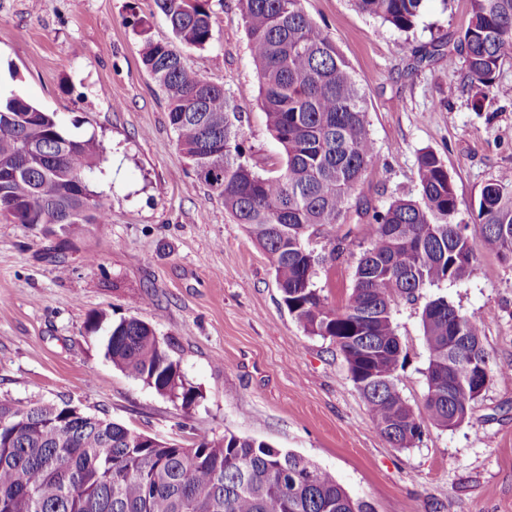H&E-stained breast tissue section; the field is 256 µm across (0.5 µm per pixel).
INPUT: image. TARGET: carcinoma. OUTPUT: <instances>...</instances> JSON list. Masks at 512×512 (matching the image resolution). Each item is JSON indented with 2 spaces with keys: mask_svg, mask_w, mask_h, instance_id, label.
<instances>
[{
  "mask_svg": "<svg viewBox=\"0 0 512 512\" xmlns=\"http://www.w3.org/2000/svg\"><path fill=\"white\" fill-rule=\"evenodd\" d=\"M157 2L177 43L145 40L142 61L167 99L177 145L210 195L268 255L289 315L339 347L370 421L392 446L421 441L425 420L442 430L460 426L493 376L481 322L445 296L425 303L422 419L398 389L393 306L467 278L480 252L512 262V177L483 187L474 237L455 222L457 197L443 160L422 152L420 198L362 212L355 229L368 245L345 304L333 307L316 287L324 256L310 240L321 227L343 223L355 186L376 160L365 98L336 42L307 17L301 0H240L261 103L285 155L276 174L262 176L224 87L183 61L181 47L203 48L213 39L209 0ZM423 2L353 0L358 11L402 32L414 28ZM470 2L460 45L479 111L512 57V0ZM99 164L95 137L68 135L55 113L21 96L0 100V212L21 224H103L107 199L90 187ZM103 349L115 367L184 412L195 406L199 393L146 322L112 323ZM4 418L0 512H374L330 471L256 438L225 433L185 448L63 405L25 407L0 396Z\"/></svg>",
  "mask_w": 512,
  "mask_h": 512,
  "instance_id": "carcinoma-1",
  "label": "carcinoma"
}]
</instances>
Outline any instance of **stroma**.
I'll use <instances>...</instances> for the list:
<instances>
[{
  "label": "stroma",
  "instance_id": "1",
  "mask_svg": "<svg viewBox=\"0 0 512 512\" xmlns=\"http://www.w3.org/2000/svg\"><path fill=\"white\" fill-rule=\"evenodd\" d=\"M359 84L378 160L352 205L383 208L418 195L417 158L429 149L453 180L457 222L478 234L482 188L512 172V59L494 97L471 103L460 37L470 0H424L407 33L360 13L352 0H302ZM214 40L184 48L188 68L223 85L260 174L284 155L270 134L239 0H211ZM174 35L156 0H0V91L55 113L64 131L96 137L92 176L104 224H16L0 215V394L23 405L69 403L189 447L232 432L293 451L332 471L375 512H512V264L480 254L464 280L399 302L393 322L404 364L398 388L415 412L428 392L424 299L447 296L482 321L495 374L469 420L426 426L393 447L370 421L346 360L304 332L281 302L267 255L208 197L179 151L164 95L141 61L143 39ZM442 53L415 63L404 45ZM359 240L321 264L315 282L346 301ZM134 316L168 342L200 397L190 414L114 367L91 315Z\"/></svg>",
  "mask_w": 512,
  "mask_h": 512
}]
</instances>
